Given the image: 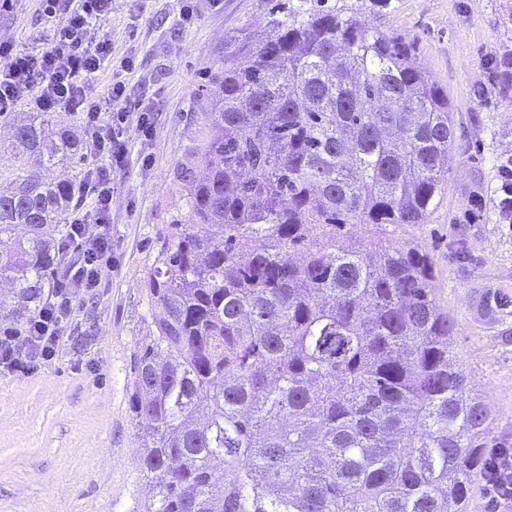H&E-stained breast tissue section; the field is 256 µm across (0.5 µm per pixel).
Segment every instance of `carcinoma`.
<instances>
[{
    "mask_svg": "<svg viewBox=\"0 0 512 512\" xmlns=\"http://www.w3.org/2000/svg\"><path fill=\"white\" fill-rule=\"evenodd\" d=\"M413 44L355 14L292 8L224 39L207 135L178 166L186 214L145 281L129 383L140 512H466L494 413L467 385L431 258L353 232L424 224L448 182V95ZM497 78L512 87V49ZM14 126L0 181V278L23 324L72 257L69 131Z\"/></svg>",
    "mask_w": 512,
    "mask_h": 512,
    "instance_id": "obj_1",
    "label": "carcinoma"
}]
</instances>
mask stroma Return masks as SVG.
<instances>
[{
	"label": "stroma",
	"instance_id": "35a3bbf8",
	"mask_svg": "<svg viewBox=\"0 0 512 512\" xmlns=\"http://www.w3.org/2000/svg\"><path fill=\"white\" fill-rule=\"evenodd\" d=\"M277 0H114L97 36L112 43L98 89L122 59L127 111L152 117L151 134L125 129L129 159L112 180V269L77 291L68 337L32 374L0 375V512H136L146 494L128 380L148 334L142 284L170 224L184 216L174 178L204 135L198 95L217 70L224 39L268 27ZM414 41V60L448 95L455 141L448 184L427 223L373 237L372 249L410 244L433 260L435 297L457 324L454 348L469 384L492 408V433L512 446V224L498 214L500 161L512 155V89L491 81L512 48V0H327ZM64 13L13 0L0 42L40 53Z\"/></svg>",
	"mask_w": 512,
	"mask_h": 512
}]
</instances>
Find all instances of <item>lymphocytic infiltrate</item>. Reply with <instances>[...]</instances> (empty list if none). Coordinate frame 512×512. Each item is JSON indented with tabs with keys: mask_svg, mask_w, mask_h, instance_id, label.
Here are the masks:
<instances>
[{
	"mask_svg": "<svg viewBox=\"0 0 512 512\" xmlns=\"http://www.w3.org/2000/svg\"><path fill=\"white\" fill-rule=\"evenodd\" d=\"M111 16L112 0H77L53 45L43 53H19L12 44L0 42L1 107L30 97L39 111L67 110L83 116L96 159L85 174L83 191L94 197L95 206L74 215L71 232L60 247L79 253L67 278L87 289L97 287L105 269L112 266V175L127 163L124 128L133 119L143 132L151 130L147 113L134 117L123 105L122 74L131 69L130 60L121 61L105 94H98L95 88L102 62L112 55V45L96 38L94 31ZM106 100L112 103L108 112L102 109ZM72 313V295L58 288L22 329L0 330V372L26 375L52 361Z\"/></svg>",
	"mask_w": 512,
	"mask_h": 512,
	"instance_id": "f902f5d3",
	"label": "lymphocytic infiltrate"
}]
</instances>
